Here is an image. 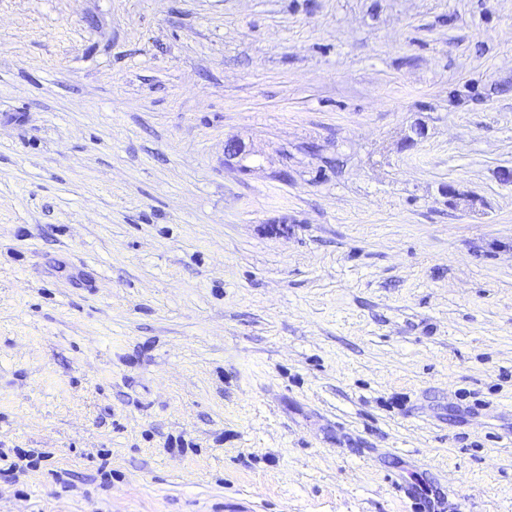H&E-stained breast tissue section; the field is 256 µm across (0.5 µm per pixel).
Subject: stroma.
Wrapping results in <instances>:
<instances>
[{"instance_id":"stroma-1","label":"stroma","mask_w":512,"mask_h":512,"mask_svg":"<svg viewBox=\"0 0 512 512\" xmlns=\"http://www.w3.org/2000/svg\"><path fill=\"white\" fill-rule=\"evenodd\" d=\"M0 452V512H512V0H0Z\"/></svg>"}]
</instances>
